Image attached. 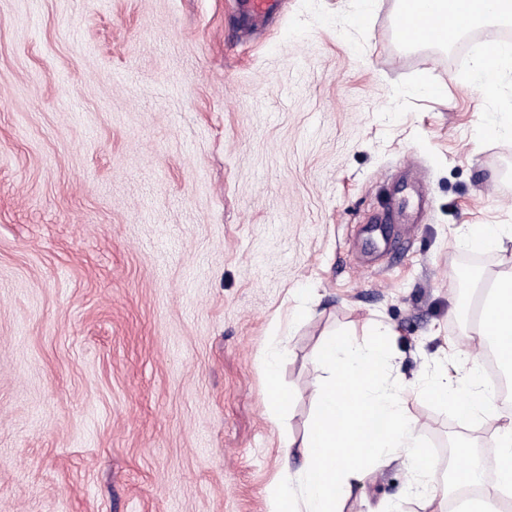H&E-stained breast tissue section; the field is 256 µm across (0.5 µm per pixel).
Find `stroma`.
<instances>
[{
    "label": "stroma",
    "instance_id": "stroma-1",
    "mask_svg": "<svg viewBox=\"0 0 512 512\" xmlns=\"http://www.w3.org/2000/svg\"><path fill=\"white\" fill-rule=\"evenodd\" d=\"M399 8L285 0L257 33L235 0H0V512H268L321 343L379 322L429 487L450 442L495 454V416L460 424L414 383L489 356L467 290L502 259L457 238L512 225V137L484 126L512 83L486 96L456 45H401ZM418 180L428 205L385 255L369 228ZM410 486L394 462L344 512H446ZM286 354V349L279 344H272L263 353V360L269 376L268 403L273 416H279L280 412L289 404L287 392L277 381V368L280 360Z\"/></svg>",
    "mask_w": 512,
    "mask_h": 512
}]
</instances>
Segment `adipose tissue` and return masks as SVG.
Masks as SVG:
<instances>
[{
  "label": "adipose tissue",
  "instance_id": "1",
  "mask_svg": "<svg viewBox=\"0 0 512 512\" xmlns=\"http://www.w3.org/2000/svg\"><path fill=\"white\" fill-rule=\"evenodd\" d=\"M434 19L431 41L445 44L468 30L487 25H512V0H426ZM512 76V45L484 50L475 60L469 79L490 93ZM467 245L499 252L510 268L483 285L477 334L493 348L502 366L512 371V226L482 224L469 228ZM429 400L451 405L478 418L497 413L495 398L488 391L477 359H464L461 370L440 369L422 388Z\"/></svg>",
  "mask_w": 512,
  "mask_h": 512
}]
</instances>
